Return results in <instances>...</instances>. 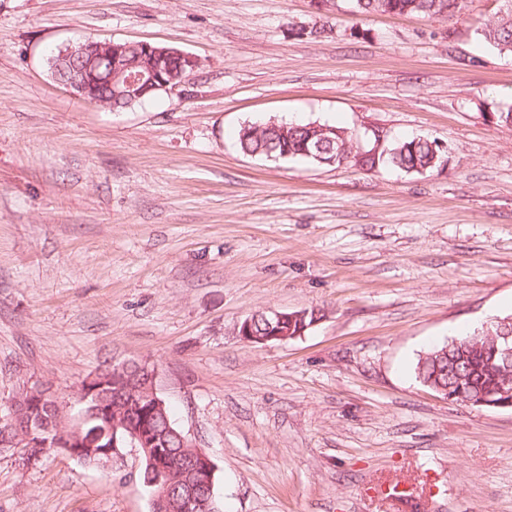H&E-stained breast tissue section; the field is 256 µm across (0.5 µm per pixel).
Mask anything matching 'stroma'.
<instances>
[{
	"label": "stroma",
	"mask_w": 512,
	"mask_h": 512,
	"mask_svg": "<svg viewBox=\"0 0 512 512\" xmlns=\"http://www.w3.org/2000/svg\"><path fill=\"white\" fill-rule=\"evenodd\" d=\"M457 20L353 0H0V417L24 384L70 396L112 361L154 366L213 460L224 512H512V409L451 401L414 367L449 329L512 314V55ZM322 36H311L315 26ZM148 41L196 57L123 109L55 81L51 51ZM292 120L425 137L433 171L243 153ZM323 310L250 344L260 311ZM140 459L0 452V512H151ZM411 480V504L362 498ZM272 315V321L269 322V331L270 333L267 336H258L253 332V329L251 327V322L249 319H245L244 321H241L236 324L235 327V334L239 336L242 340L252 343V344H265L269 341H287L288 339L294 338L298 336L299 334H302V331L304 330L305 326L311 325L313 322L320 320L324 314L323 310L320 309H305L303 311L304 314H306L303 318H301V327H299L298 320L295 321L293 325V334L295 335L291 336V331L288 330V321L292 320L291 315H288V311H280L271 309L269 311ZM305 324V325H304Z\"/></svg>",
	"instance_id": "stroma-1"
}]
</instances>
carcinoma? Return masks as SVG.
I'll use <instances>...</instances> for the list:
<instances>
[{
    "instance_id": "1",
    "label": "carcinoma",
    "mask_w": 512,
    "mask_h": 512,
    "mask_svg": "<svg viewBox=\"0 0 512 512\" xmlns=\"http://www.w3.org/2000/svg\"><path fill=\"white\" fill-rule=\"evenodd\" d=\"M360 13L370 14L376 11L391 14H411L423 18H444L453 20L460 9V0H364L359 5ZM483 41L500 53H512V11H507L486 25L481 31ZM238 143L245 153L274 157L281 155L282 147H288V158L312 160L320 155L341 166L352 163L362 169L375 170L386 164L398 167L406 172L423 173L439 167L442 156L434 155L433 141L425 138H413L394 145L384 144L379 152L371 154L367 149L360 152L354 149L353 139L348 133L331 125H288L269 122L258 126L242 128L238 133ZM416 378L439 393L450 390L455 393L464 390L466 400L476 406L492 392L503 388L512 390V358H505L502 351L492 347L490 341L483 338V331L457 341L439 346L420 358L415 367ZM99 390L95 394L96 405L101 407L98 413H87L84 425V438L93 446L82 449L76 460L88 465H99L107 460L106 452L112 444V375L110 369L101 371ZM32 423L37 429L46 424L52 429L65 428L71 418L59 414L42 405L31 412L23 411L22 405L0 419V431L12 426ZM168 448L167 464L161 468L150 467L142 461L139 479L156 483L162 487L167 478H178L182 470L174 466L176 459L184 455L180 442L172 435L166 436Z\"/></svg>"
}]
</instances>
